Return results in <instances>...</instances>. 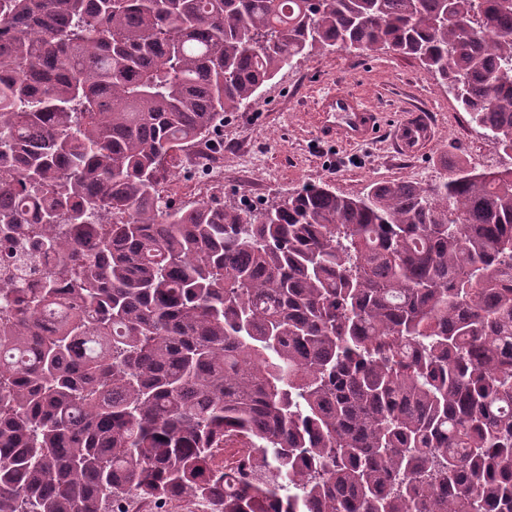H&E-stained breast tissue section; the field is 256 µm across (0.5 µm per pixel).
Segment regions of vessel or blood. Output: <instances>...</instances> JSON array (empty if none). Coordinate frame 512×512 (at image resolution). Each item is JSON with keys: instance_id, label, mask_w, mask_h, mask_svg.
<instances>
[{"instance_id": "1", "label": "vessel or blood", "mask_w": 512, "mask_h": 512, "mask_svg": "<svg viewBox=\"0 0 512 512\" xmlns=\"http://www.w3.org/2000/svg\"><path fill=\"white\" fill-rule=\"evenodd\" d=\"M321 135L350 145H361L386 136L400 152L416 154L434 138L430 125L417 110L407 109L403 119L390 122L372 107L366 96L333 88L317 100Z\"/></svg>"}]
</instances>
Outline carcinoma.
<instances>
[{"label":"carcinoma","mask_w":512,"mask_h":512,"mask_svg":"<svg viewBox=\"0 0 512 512\" xmlns=\"http://www.w3.org/2000/svg\"><path fill=\"white\" fill-rule=\"evenodd\" d=\"M323 48L418 59L512 153V0H0V256L53 260L0 288V512H512V169L162 195Z\"/></svg>","instance_id":"cac0c4a2"}]
</instances>
